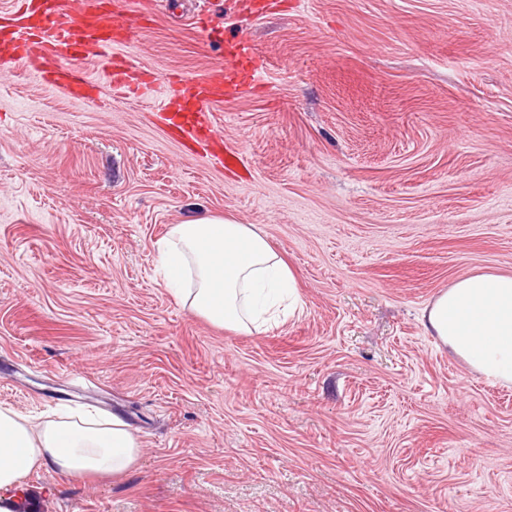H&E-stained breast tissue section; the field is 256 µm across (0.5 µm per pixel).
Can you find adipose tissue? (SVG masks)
<instances>
[{
  "label": "adipose tissue",
  "mask_w": 512,
  "mask_h": 512,
  "mask_svg": "<svg viewBox=\"0 0 512 512\" xmlns=\"http://www.w3.org/2000/svg\"><path fill=\"white\" fill-rule=\"evenodd\" d=\"M161 262L190 271L178 301L212 325L246 333L270 324L293 295V268L250 224L205 216L171 225L157 241ZM423 326L486 378L512 386V272L457 278L422 314ZM140 441L119 418L46 417L40 422L0 408V489L42 468L81 480L119 477L138 462Z\"/></svg>",
  "instance_id": "obj_1"
}]
</instances>
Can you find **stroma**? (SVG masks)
<instances>
[{"label": "stroma", "instance_id": "1", "mask_svg": "<svg viewBox=\"0 0 512 512\" xmlns=\"http://www.w3.org/2000/svg\"><path fill=\"white\" fill-rule=\"evenodd\" d=\"M127 54L191 83L225 64L204 0H134ZM267 69L212 108L231 176L158 126L159 93L82 67L83 101L0 66V408L121 415L136 466L50 468L11 512H512V387L421 322L460 276L512 271V0L224 5ZM254 225L298 311L248 334L170 294L172 224Z\"/></svg>", "mask_w": 512, "mask_h": 512}]
</instances>
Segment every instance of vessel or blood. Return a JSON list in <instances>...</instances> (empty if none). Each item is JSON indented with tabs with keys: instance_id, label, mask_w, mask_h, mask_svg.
I'll return each instance as SVG.
<instances>
[{
	"instance_id": "obj_1",
	"label": "vessel or blood",
	"mask_w": 512,
	"mask_h": 512,
	"mask_svg": "<svg viewBox=\"0 0 512 512\" xmlns=\"http://www.w3.org/2000/svg\"><path fill=\"white\" fill-rule=\"evenodd\" d=\"M75 0H20L17 21L0 33V54L17 63L37 62V78L52 87L66 90L72 98H86L94 90L81 68V61L105 59L114 88H129L136 78L134 64L123 47L133 36L113 34L120 26L122 13L107 9L102 0H87L85 10L74 8ZM208 36L223 40L225 66L207 71L189 89L172 86L165 90L157 115L173 142L183 150L195 146L213 149L215 157L230 173L243 168L240 150L225 145L215 126L211 108L224 98L242 93L261 74L251 45L243 39L224 38L219 28Z\"/></svg>"
}]
</instances>
